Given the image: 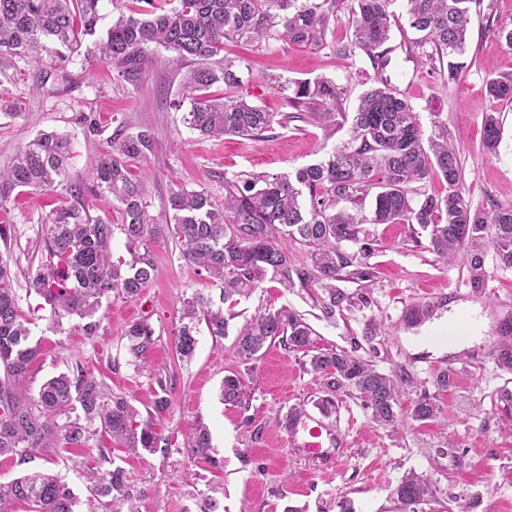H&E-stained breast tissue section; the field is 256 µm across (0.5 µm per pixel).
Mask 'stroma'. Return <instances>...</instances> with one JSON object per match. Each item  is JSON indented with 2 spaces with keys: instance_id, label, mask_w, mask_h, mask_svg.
Instances as JSON below:
<instances>
[{
  "instance_id": "1",
  "label": "stroma",
  "mask_w": 512,
  "mask_h": 512,
  "mask_svg": "<svg viewBox=\"0 0 512 512\" xmlns=\"http://www.w3.org/2000/svg\"><path fill=\"white\" fill-rule=\"evenodd\" d=\"M353 6L354 0H340L335 23L315 44L268 39L225 43V56L238 60V95L287 114L294 82L325 77L344 90L340 110L352 112L376 76L411 86L424 135L433 133L435 121L448 126L460 153L466 199L487 209L512 206V102L492 97L487 89L490 80L512 74V50L494 33L512 25V0H482L480 13L471 17L463 69L453 82L441 78L424 54H407L413 33L401 16L392 23L391 62L376 73L365 53L349 49ZM45 67L52 77L43 86L30 63L16 62L0 73V102L10 103L9 114L0 113V166L39 132L58 131L72 141L68 179L84 185L118 125L147 128L155 135L156 149L131 172L145 181L150 209L158 217L172 183L206 189L220 202L225 181L315 163L348 138L347 130L305 121L274 127L259 138L207 137L183 120L191 107L181 90L185 70L164 65L130 81L83 52L62 65L49 61ZM488 112L499 114L502 127L492 154L482 146ZM87 116L97 120L98 134L88 132ZM63 201L57 190L17 189L0 199V225L7 237L0 243V256L11 264L20 309L40 345L30 386L38 388L61 372L83 371L130 401L143 420L159 389L167 388L171 407L155 421L167 446L152 453L112 451L129 476L139 512H209L212 501L219 505L217 512H285L289 506L299 512H339L342 498L351 501L355 512H404L393 490L410 471L430 480L431 492L417 512H512V407L498 398L502 389L512 390V373L500 370L493 357L500 324L512 315V268L500 264L490 243L466 246L456 260L443 262L413 242L408 225L372 223L373 203L365 201L360 213L376 276L367 287L347 282L343 288L354 294L366 289L369 305L342 310L328 320L320 308V289L289 291L270 276L250 296L225 305L231 320L224 339L214 340L206 326H199L196 351L184 359L173 341L182 302L196 292L215 295L219 289L206 273L185 264L177 240L154 246V275L139 299L104 300L95 335H86L76 317L53 322L43 299L28 295V274L44 254L41 220ZM474 253L483 256L486 273L477 291L468 283V259ZM423 304L432 309L429 318L409 322L410 311ZM283 306L303 315L316 333L315 348L346 350L379 371L413 379L399 401L398 426L374 423L351 392L338 396L331 411L342 434L339 448H328L320 462L294 447L274 419L296 406L318 415L322 394L309 366L310 352L278 341L266 346L258 360L245 362L235 351L246 319ZM461 318L467 321L462 336L445 341L449 324ZM142 320L154 329L144 369L132 362L125 339L127 328ZM450 368L459 370L457 380L451 387H437L436 375ZM232 373L243 383L247 408L222 400V382ZM423 393L440 409L434 421L416 422L408 416ZM199 422L211 432L205 458L192 457L189 448ZM36 470L66 483L79 501L78 512H98L97 500L69 454L50 458L36 453L22 463L0 458V482Z\"/></svg>"
}]
</instances>
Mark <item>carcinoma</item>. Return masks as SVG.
Wrapping results in <instances>:
<instances>
[{
	"mask_svg": "<svg viewBox=\"0 0 512 512\" xmlns=\"http://www.w3.org/2000/svg\"><path fill=\"white\" fill-rule=\"evenodd\" d=\"M102 0H0V63L28 60L43 69L46 43L56 45L64 62L77 52L81 38L93 36L101 19ZM173 6H156L120 14L96 43L93 59L112 65L128 79L141 75L162 48L170 62L188 65L182 91L190 94L191 108L184 117L190 129L202 135L258 138L283 120L277 113L254 105L238 95L211 99L206 91L217 83L230 89L238 84L236 60L220 57L224 42H250L260 38L313 43L321 39L334 20L335 0H170ZM394 0H356L352 13V49L372 57L376 69L386 66L374 51L390 39ZM480 0H405L408 27L420 34L410 50L432 47L429 58L443 59L464 53L472 7ZM495 98L512 100V77L488 84ZM343 89L325 77L295 83L291 106L314 102L321 112L299 113L297 119L331 129L349 126V138L327 157L281 175H253L224 182V202H214L204 190L172 183L164 220L148 210L143 181L130 173L131 162L154 153L155 139L145 128L118 126L112 150L94 165L86 187L66 180L72 144L65 134L41 133L19 147L5 167H0V197L17 188L70 192L72 201L42 220L45 254L29 287L51 308L55 321L76 316L82 330L95 335V320L102 299L109 296L134 300L152 277L151 245L178 240L181 257L202 269L220 287L219 302L202 293L184 301L175 348L183 358L193 356L197 324L205 322L211 336L227 333L222 303L235 295L259 288L271 272L288 288L323 289L321 311L332 319L344 306L369 303V295L353 296L338 286L341 281L369 282L373 267L367 247L361 244L363 220L352 207L374 198V223L418 225L428 234V249L447 261L468 242L488 240L499 259L512 265V207L486 211L474 208L461 189V165L448 128L435 122L437 133L424 137L410 99L380 81L365 90L354 112L337 111ZM501 122L495 112L484 116L483 147L495 151ZM444 181L439 194H429L416 184L431 176ZM309 202H304V195ZM112 205L122 214L113 224L91 214L92 203ZM119 229L131 259L112 260V237ZM295 241L310 248L309 263L296 265L284 243ZM358 246L355 253L343 246ZM469 284L483 285L484 259L468 262ZM7 260L0 255V456L24 462L33 453L58 455L81 448L73 464L81 468L101 507L107 512H138L133 506L125 470L114 465L111 448L153 452L166 443L152 421L137 420L139 411L125 398L107 391L103 383L80 372L59 373L46 379L37 391L28 386L29 370L39 356L31 343L28 320L19 307ZM315 332L294 310L283 306L254 315L236 336L237 355L254 361L277 338L293 350H309ZM154 330L146 321L126 332L128 353L142 361L153 345ZM497 366L512 372V317L501 326L494 351ZM319 375L321 408L329 411L338 395L357 392L374 422L393 427L404 380L382 373L368 361L344 350H319L310 359ZM224 402L246 407L241 379L224 377ZM439 409L422 394L411 410L415 421L437 417ZM107 436L110 447L92 444L96 434ZM211 437L199 424L191 437L193 455L208 457ZM428 479L406 474L394 489L399 503L416 512L429 495ZM23 502L29 512H75L72 490L44 471L26 473L0 483V512H13Z\"/></svg>",
	"mask_w": 512,
	"mask_h": 512,
	"instance_id": "obj_1",
	"label": "carcinoma"
}]
</instances>
